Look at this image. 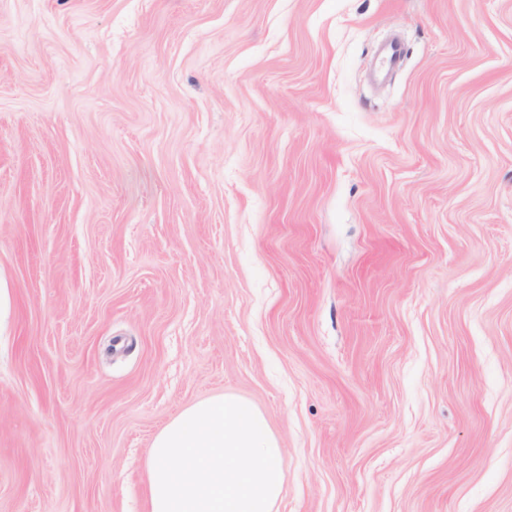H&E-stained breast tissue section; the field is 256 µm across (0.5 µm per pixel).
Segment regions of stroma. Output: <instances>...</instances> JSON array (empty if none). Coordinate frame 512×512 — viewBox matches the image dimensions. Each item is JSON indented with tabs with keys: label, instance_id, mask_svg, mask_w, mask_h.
Listing matches in <instances>:
<instances>
[{
	"label": "stroma",
	"instance_id": "1",
	"mask_svg": "<svg viewBox=\"0 0 512 512\" xmlns=\"http://www.w3.org/2000/svg\"><path fill=\"white\" fill-rule=\"evenodd\" d=\"M0 288V512L224 393L277 512H512V0H0Z\"/></svg>",
	"mask_w": 512,
	"mask_h": 512
}]
</instances>
